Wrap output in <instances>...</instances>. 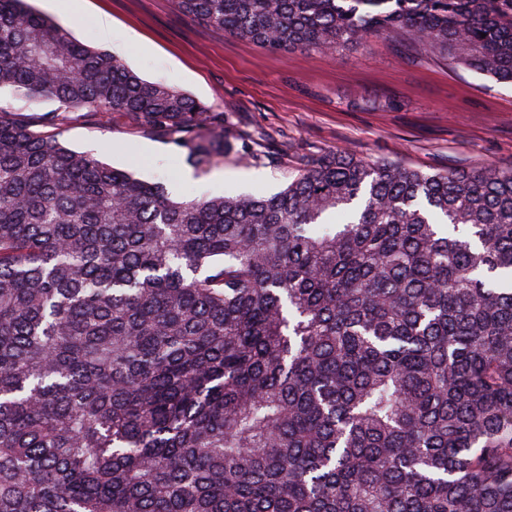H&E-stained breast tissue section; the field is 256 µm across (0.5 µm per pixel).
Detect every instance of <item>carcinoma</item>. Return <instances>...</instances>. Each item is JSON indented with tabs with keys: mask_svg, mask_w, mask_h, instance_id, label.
I'll use <instances>...</instances> for the list:
<instances>
[{
	"mask_svg": "<svg viewBox=\"0 0 512 512\" xmlns=\"http://www.w3.org/2000/svg\"><path fill=\"white\" fill-rule=\"evenodd\" d=\"M176 4L268 52L394 32L512 85V0ZM2 87L62 110L0 107V512H512V168L331 152L175 200L58 129L120 117L199 169L242 136L25 0Z\"/></svg>",
	"mask_w": 512,
	"mask_h": 512,
	"instance_id": "cac0c4a2",
	"label": "carcinoma"
}]
</instances>
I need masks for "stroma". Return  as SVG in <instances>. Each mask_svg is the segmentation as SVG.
Segmentation results:
<instances>
[{
  "label": "stroma",
  "instance_id": "obj_1",
  "mask_svg": "<svg viewBox=\"0 0 512 512\" xmlns=\"http://www.w3.org/2000/svg\"><path fill=\"white\" fill-rule=\"evenodd\" d=\"M63 3L78 40L109 48L145 80L174 85L224 112L237 133L264 145L263 160L232 152L204 171L167 139L129 130L120 119L63 128L69 148L163 182L173 198L271 194L304 161L329 151L428 173L512 168V85L436 50L401 59L396 35L330 53H271L184 18L175 0ZM102 16L111 22L106 34Z\"/></svg>",
  "mask_w": 512,
  "mask_h": 512
}]
</instances>
